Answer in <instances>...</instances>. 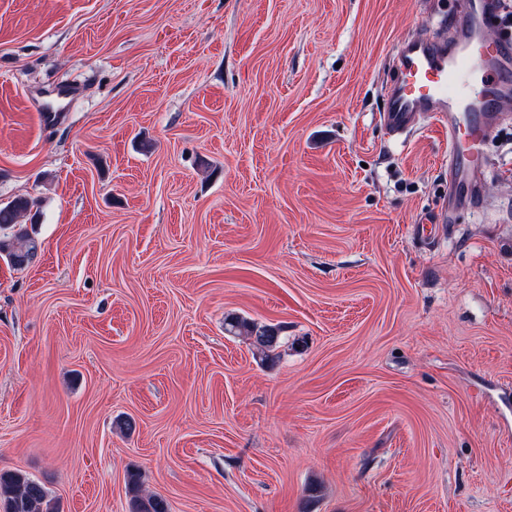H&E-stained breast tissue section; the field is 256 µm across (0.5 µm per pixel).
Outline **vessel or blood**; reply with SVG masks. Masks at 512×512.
Listing matches in <instances>:
<instances>
[{
  "label": "vessel or blood",
  "instance_id": "b4317fda",
  "mask_svg": "<svg viewBox=\"0 0 512 512\" xmlns=\"http://www.w3.org/2000/svg\"><path fill=\"white\" fill-rule=\"evenodd\" d=\"M496 0H462L450 39H404L394 60L384 125L399 133L422 119L448 131L452 199L438 216L473 205V187L485 167V145L504 112L512 110V40L491 37Z\"/></svg>",
  "mask_w": 512,
  "mask_h": 512
}]
</instances>
